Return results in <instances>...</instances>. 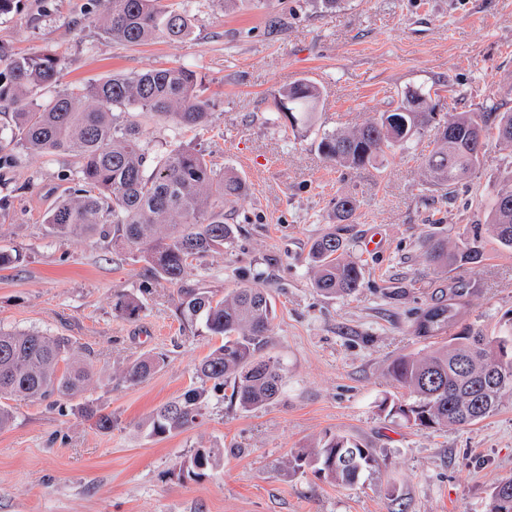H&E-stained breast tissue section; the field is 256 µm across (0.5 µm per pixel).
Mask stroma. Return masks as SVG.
Here are the masks:
<instances>
[{
	"instance_id": "obj_1",
	"label": "stroma",
	"mask_w": 512,
	"mask_h": 512,
	"mask_svg": "<svg viewBox=\"0 0 512 512\" xmlns=\"http://www.w3.org/2000/svg\"><path fill=\"white\" fill-rule=\"evenodd\" d=\"M184 3L193 17L186 39L129 45L94 25L97 0H23L0 17V46L56 54L60 91L175 64L196 71L215 103L198 145L245 178L248 193L230 207L234 246L193 261L185 280L220 295L269 288L268 350L284 385L271 403L241 408L197 378L221 340L184 328L175 285L110 240L51 237L45 217L73 159L27 151L11 136V108L0 107V245L24 256L0 270V328L68 336L91 350L86 396L116 420L102 433L81 417L78 399L51 407L5 398L13 419L0 430V512H488L492 488L512 478V393L492 416L441 430L418 429L386 405L400 395L391 363L435 344L416 331L424 309L453 304L455 330L488 334L512 313V250L487 241L482 263L450 272L423 258L429 237L485 223L512 149L489 142L475 174L448 194L423 181L430 135L376 169L326 160L316 136L363 124L422 80L439 82L444 114L512 109V0H344L333 11L320 0H242L229 10L223 0ZM301 78L323 96L315 129L295 133L276 121L275 99ZM343 195L357 205L347 224L333 210ZM332 230L362 268L350 296L311 285V246ZM374 234L384 245L370 252L364 241ZM122 295L139 302L137 316L118 309ZM155 352L166 354L165 367L125 383L126 366ZM193 388L206 391L202 423L149 436V415ZM334 434L376 457L357 484L289 469L293 451ZM200 448L224 455L203 475L182 477L181 462Z\"/></svg>"
}]
</instances>
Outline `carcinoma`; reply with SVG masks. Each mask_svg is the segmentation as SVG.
<instances>
[{
	"mask_svg": "<svg viewBox=\"0 0 512 512\" xmlns=\"http://www.w3.org/2000/svg\"><path fill=\"white\" fill-rule=\"evenodd\" d=\"M100 2L104 9L96 22L112 38L128 44L156 36L182 40L191 31V15L178 0ZM2 58L6 67L0 71V104L14 108L23 146L31 153H67L75 158L67 193L47 217L49 234L58 240L110 236L138 252L156 278L180 285L177 311L183 324L221 338V344L198 363L200 379L231 389L229 399L245 410L275 399L284 369L265 351L271 314L268 292L243 287L220 296L182 283L189 261L233 245L236 229L224 221V205L248 192L245 179L214 166L187 138L206 130L213 115V102L200 93L196 72L177 65L115 75L42 102L41 92L58 81L61 59L52 53L8 56L0 48ZM434 96H439L435 83L410 87L394 109L351 130L322 133L318 150L340 166L373 168L432 126L425 184L449 193L483 163L491 134L512 147V110L458 112L438 124ZM320 98L315 81H296L276 101L277 120L294 131H310ZM132 111L171 125L179 137L164 150L151 151L140 123L122 119ZM488 208V223L465 227L453 246L428 238L426 261L440 271L478 264L484 258L485 233L512 250V170L500 180ZM355 210L354 198L336 199V219L347 221ZM310 258L312 286L320 293L351 294L362 286L361 269L336 234L316 240ZM454 323L453 306L436 304L421 314L418 333L439 336ZM87 355L68 336L0 329V397L21 395L52 405L78 397L92 379ZM165 360L162 354L135 358L124 372L125 382L135 385L149 378ZM390 373L407 399L392 403L389 413L412 425L429 430L483 420L498 409L504 393H512V317L504 321L498 336L465 328L423 356L399 357ZM201 397V391L192 389L157 409L146 422L149 433L163 437L196 425L202 417ZM81 413L98 431H112V414L90 402ZM215 460L214 449L199 448L180 472L197 477ZM288 463L295 471L311 467L338 486H351L373 467L375 457L371 449L336 434L314 448L299 450ZM507 489L512 490V479L494 487L490 512H512V493L503 496Z\"/></svg>",
	"mask_w": 512,
	"mask_h": 512,
	"instance_id": "obj_1",
	"label": "carcinoma"
}]
</instances>
